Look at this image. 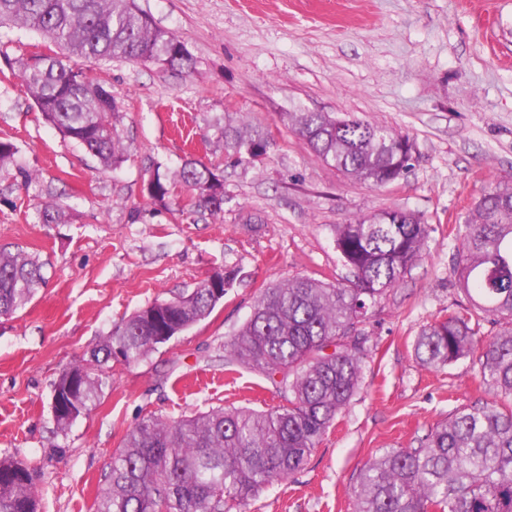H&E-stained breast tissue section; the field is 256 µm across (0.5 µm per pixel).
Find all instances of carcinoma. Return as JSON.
<instances>
[{"instance_id": "1", "label": "carcinoma", "mask_w": 512, "mask_h": 512, "mask_svg": "<svg viewBox=\"0 0 512 512\" xmlns=\"http://www.w3.org/2000/svg\"><path fill=\"white\" fill-rule=\"evenodd\" d=\"M0 26L34 31L58 45L51 67H21L19 77L43 119L97 157L122 161L116 129L121 112L112 90L94 82L77 60L154 63L177 54L178 70L195 60L176 35L155 27L133 0H0ZM288 127L326 164L373 188L405 177L415 144L409 136L355 115L286 112ZM217 138L238 164L266 155L263 129L227 116ZM18 153L0 139V168ZM192 210L224 213L223 176L198 160L174 174L154 170L149 197L165 204L176 188ZM40 224H60L55 202L35 206ZM454 270L469 305L424 326L415 360L440 369L479 355L485 403L456 408L410 448H384L353 485L354 512H512V185L488 187L470 208ZM430 227L413 213L391 209L333 228L336 251L351 278L341 284L296 276L266 288L227 343L224 366H248L278 388L282 402L268 410L217 407L168 420L150 415L125 435L95 501V512H246L271 482L303 469L336 417L359 389L369 310L419 261ZM43 263L0 249V317L24 308L45 282ZM223 295L206 284L157 301L123 319L84 364L64 369L53 385L76 390L72 414L55 419L64 430L89 410L110 378L115 353L135 364L161 336H175L206 319ZM494 321L498 331L481 335ZM34 478L17 459L0 458V512H37Z\"/></svg>"}]
</instances>
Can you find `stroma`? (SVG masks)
Wrapping results in <instances>:
<instances>
[{"instance_id":"1","label":"stroma","mask_w":512,"mask_h":512,"mask_svg":"<svg viewBox=\"0 0 512 512\" xmlns=\"http://www.w3.org/2000/svg\"><path fill=\"white\" fill-rule=\"evenodd\" d=\"M135 3L196 65L188 74L88 63L123 106L125 160L115 168L45 123L22 84L21 62L47 53V41L0 29V138L18 148L0 172V247L46 264L32 301L0 318V457L34 470L39 512H94L104 471L140 418L278 405L262 373L225 372L227 341L262 289L300 275L343 282L333 225L398 208L431 231L422 259L365 325L358 392L307 465L247 509L353 512L351 488L378 450L417 445L456 407L487 399L476 358L430 370L412 345L465 299L453 266L458 224L485 187L512 181V0ZM300 110L354 114L409 135L413 168L383 189L344 177L284 124L283 113ZM228 112L268 132L267 155L231 162L212 128ZM190 155L223 175V215L150 199L154 169L174 172ZM20 166L34 172L31 185L17 177ZM53 199L68 221L36 223L34 203ZM228 270L237 276L207 319L138 363L112 362L97 406L57 429L51 394L65 367L122 318Z\"/></svg>"}]
</instances>
